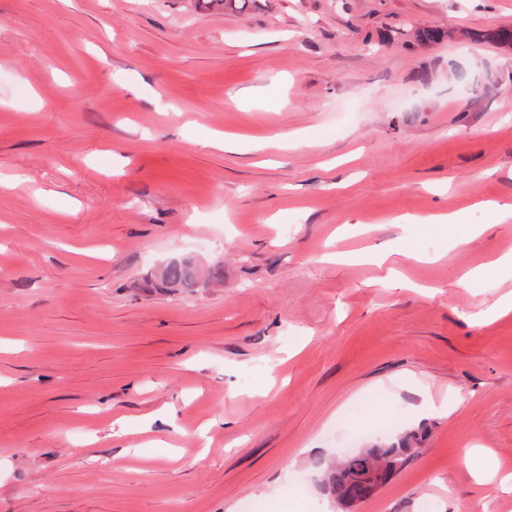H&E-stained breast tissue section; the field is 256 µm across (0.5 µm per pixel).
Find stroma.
I'll list each match as a JSON object with an SVG mask.
<instances>
[{"instance_id":"obj_1","label":"stroma","mask_w":512,"mask_h":512,"mask_svg":"<svg viewBox=\"0 0 512 512\" xmlns=\"http://www.w3.org/2000/svg\"><path fill=\"white\" fill-rule=\"evenodd\" d=\"M496 26L0 0V512H341L326 465L421 428L355 512H512V269L464 279L512 254V46L466 38ZM162 282L171 288L189 286L194 279V271L186 262H171L165 266L161 274Z\"/></svg>"}]
</instances>
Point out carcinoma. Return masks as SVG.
I'll list each match as a JSON object with an SVG mask.
<instances>
[{
    "mask_svg": "<svg viewBox=\"0 0 512 512\" xmlns=\"http://www.w3.org/2000/svg\"><path fill=\"white\" fill-rule=\"evenodd\" d=\"M471 42L512 45V27L498 26L468 33ZM162 282L171 288L190 285L194 271L186 262H171L161 274ZM417 434L405 435L398 444L367 448L353 453L328 466L324 472L325 484L336 501L345 509L356 507L371 498L377 489L375 484L385 485L406 462L413 451Z\"/></svg>",
    "mask_w": 512,
    "mask_h": 512,
    "instance_id": "cac0c4a2",
    "label": "carcinoma"
}]
</instances>
